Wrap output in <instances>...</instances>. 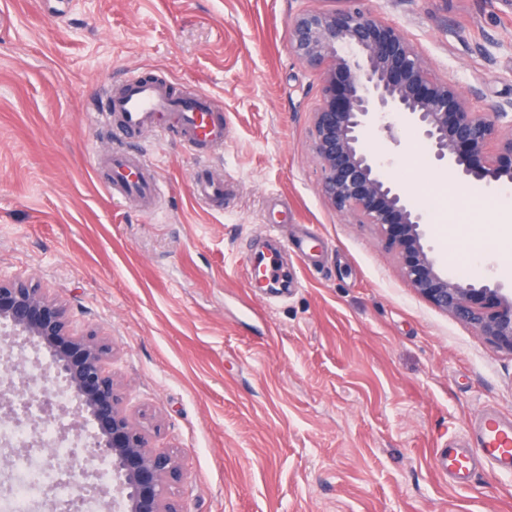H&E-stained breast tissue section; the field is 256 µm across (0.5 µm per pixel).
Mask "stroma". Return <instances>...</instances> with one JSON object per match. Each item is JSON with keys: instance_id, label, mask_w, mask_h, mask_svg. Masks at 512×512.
<instances>
[{"instance_id": "stroma-1", "label": "stroma", "mask_w": 512, "mask_h": 512, "mask_svg": "<svg viewBox=\"0 0 512 512\" xmlns=\"http://www.w3.org/2000/svg\"><path fill=\"white\" fill-rule=\"evenodd\" d=\"M401 28L432 73L483 111L512 98V0H363ZM345 0H0V277L67 304L110 338V368L152 446L175 451L188 512H512V475L467 486L436 469L489 411L512 420V354L422 299L375 226L321 193L311 148L321 79L288 49V24ZM205 91L223 145L186 152L176 131L138 148L166 194L149 213L95 171L117 149L94 125L97 91L131 70ZM390 175L424 202L444 269L512 288V256L475 255L504 233L501 187L431 197L441 167L420 144L371 136ZM224 177L220 209L193 196L200 167ZM316 261L287 254L289 291L252 290L238 265L274 213Z\"/></svg>"}]
</instances>
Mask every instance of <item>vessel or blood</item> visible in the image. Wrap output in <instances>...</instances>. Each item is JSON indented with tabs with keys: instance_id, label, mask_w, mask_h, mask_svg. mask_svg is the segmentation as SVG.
<instances>
[{
	"instance_id": "b4317fda",
	"label": "vessel or blood",
	"mask_w": 512,
	"mask_h": 512,
	"mask_svg": "<svg viewBox=\"0 0 512 512\" xmlns=\"http://www.w3.org/2000/svg\"><path fill=\"white\" fill-rule=\"evenodd\" d=\"M98 125H110L122 140L131 141L144 132H165L166 122L175 123L184 147L200 151L224 142V115L212 106L205 93L183 94L173 82L147 78L130 71L121 82L108 85L107 92L93 113ZM107 172L113 193L134 200L142 209H151L162 187L153 165L144 155L116 151L99 162ZM193 193L202 204H210L224 195L223 181L214 179L209 170L193 176ZM307 254L304 241L287 242L271 234L268 245L245 253L243 263L248 279H262L265 286L288 287V269L282 262L287 250ZM486 463L501 474L512 475V423L486 414L477 427L475 447L449 445L437 458L439 471L454 485H468L479 464Z\"/></svg>"
}]
</instances>
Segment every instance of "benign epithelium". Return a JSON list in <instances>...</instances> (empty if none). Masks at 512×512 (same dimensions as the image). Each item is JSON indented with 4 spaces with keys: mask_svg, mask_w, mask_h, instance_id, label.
Instances as JSON below:
<instances>
[{
    "mask_svg": "<svg viewBox=\"0 0 512 512\" xmlns=\"http://www.w3.org/2000/svg\"><path fill=\"white\" fill-rule=\"evenodd\" d=\"M288 46L321 76L312 149L324 197L381 231L420 297L512 354V292L444 272L425 240V206L385 177L384 162L364 147L372 131L396 141V122H403L458 180L511 184L512 101L473 110L455 84L431 73L404 31L359 8L298 14L288 24ZM0 334L43 346L94 422L85 451L112 466L113 512H187L173 491L184 480L177 456L151 447L124 406L107 367L110 341L75 331L65 304L21 278L0 279Z\"/></svg>",
    "mask_w": 512,
    "mask_h": 512,
    "instance_id": "1",
    "label": "benign epithelium"
}]
</instances>
